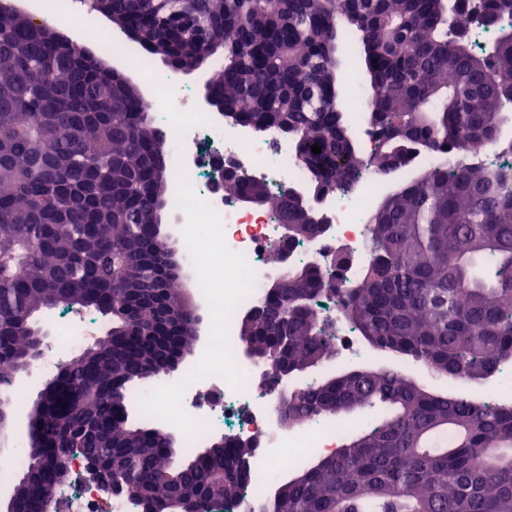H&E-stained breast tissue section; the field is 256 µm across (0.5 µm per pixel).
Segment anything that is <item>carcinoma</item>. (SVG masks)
<instances>
[{"instance_id": "1", "label": "carcinoma", "mask_w": 512, "mask_h": 512, "mask_svg": "<svg viewBox=\"0 0 512 512\" xmlns=\"http://www.w3.org/2000/svg\"><path fill=\"white\" fill-rule=\"evenodd\" d=\"M182 71L205 63L215 104L239 124L279 127L297 145L313 183L348 188L366 164L390 172L425 153L436 159L386 190L367 218L372 261L343 289L344 318L370 345L408 358L437 378L483 374L512 357V173L468 164L474 145L512 152V41L498 43L495 78L472 52L443 0H94L97 13ZM478 16L512 15V0H478ZM363 69L346 72L341 45ZM0 395L36 367L45 345L33 317L57 306L111 318L99 350L54 378L30 443L18 449L26 484L17 512H46L69 464L42 461L68 448L116 473L122 492L149 512L177 497L212 512L251 479L239 445L168 447V432L130 419L133 392L177 367L196 342V312L174 267L143 262L170 248V136L154 106L77 44L32 18L0 15ZM360 87L371 125L387 135L367 160L346 94ZM321 153L312 152V145ZM263 191L266 207L308 227L294 192L271 193L242 175L224 187ZM304 287L266 292L262 311L239 321L269 359L288 336L293 374L327 358L334 324L314 302L334 297L320 267L299 269ZM384 409L359 422L336 453L305 461L262 512H512V406L468 393L429 391L398 368L338 369L280 403L290 428L354 410ZM224 481V497L209 485Z\"/></svg>"}]
</instances>
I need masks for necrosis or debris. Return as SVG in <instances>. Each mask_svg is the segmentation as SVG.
Instances as JSON below:
<instances>
[{"label": "necrosis or debris", "instance_id": "1", "mask_svg": "<svg viewBox=\"0 0 512 512\" xmlns=\"http://www.w3.org/2000/svg\"><path fill=\"white\" fill-rule=\"evenodd\" d=\"M122 57L149 88L159 123L175 146L170 207L181 224L185 259L193 267L224 269L223 287H199L210 310L212 338L185 373L162 384L144 383L135 399L144 411L168 412L193 447H205L217 433L229 442H252L254 490L233 501L230 510L258 512L271 476L292 472L312 452L335 451L354 425L331 419L284 432L274 417L268 377L243 360L235 325L264 300L272 273L266 254L281 232L269 210L243 206L225 192L222 167L235 165L271 192L289 189L304 197L326 229L314 240L291 244L288 265L319 262L335 271L340 288L355 285L372 259L366 247L367 215L387 184L364 170L348 189L316 191L291 139L272 129L225 124L218 113L200 119L188 86L159 77L137 48L127 47ZM70 469L75 483L58 492L65 512H141L134 498L105 495L83 480L82 457H73Z\"/></svg>", "mask_w": 512, "mask_h": 512}]
</instances>
